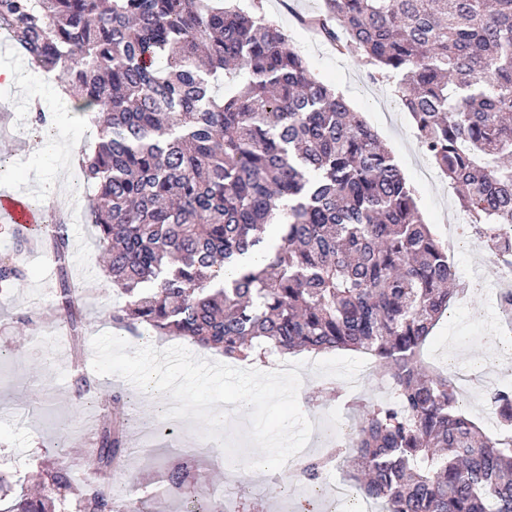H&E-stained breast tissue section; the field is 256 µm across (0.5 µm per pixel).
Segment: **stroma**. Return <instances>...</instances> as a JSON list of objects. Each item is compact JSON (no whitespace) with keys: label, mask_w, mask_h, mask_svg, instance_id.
<instances>
[{"label":"stroma","mask_w":512,"mask_h":512,"mask_svg":"<svg viewBox=\"0 0 512 512\" xmlns=\"http://www.w3.org/2000/svg\"><path fill=\"white\" fill-rule=\"evenodd\" d=\"M323 9V0H262L261 12L288 34L310 71L342 94L383 141L413 187L425 222L436 234H443L449 210L458 207L455 190L443 178L426 179L433 165L416 138L415 123L401 104L395 82L370 80L355 57L339 53L298 24V17ZM29 97L49 107L55 93L34 79L20 91L0 88V161L11 165L13 185L27 188L32 195L40 187L53 186L57 208L72 212L71 274L85 291L86 336L117 333L110 314L124 298L105 273L96 228L86 217L96 190L74 164L80 148L93 142L89 126L74 113H54L51 134L60 148L55 154L40 155L24 105ZM16 247L14 225L0 223V258L19 256L27 272L23 281L0 289V354L7 356L0 364V469L21 477L26 489L47 465L68 464L78 475H85L87 457L97 439L94 422L109 414L123 416L132 401L136 416L128 429V443L137 454L110 480L115 499L132 490L145 500L149 512L160 504L166 512H180L200 492L238 481L246 483L248 490L238 498L237 512H297L301 501L314 497L313 487L297 468L270 473L263 480L242 464L210 457L197 462L199 483L184 489L181 496L163 497V463L173 450L194 447L200 436L197 423L189 418L165 420L163 413L171 406L168 395L142 391L118 376L100 375L96 382L100 395H119V402L106 408L97 403L74 404L68 342L53 319L54 262L34 250L17 253ZM452 264L457 281L472 284L473 289L451 303L424 347V363L451 376L474 374L510 389L512 334L502 331L496 304L503 269L474 237L462 239ZM287 360L305 364L298 398L311 421L352 422V415L341 414L336 401L322 400L320 391L348 387L356 375L361 378L359 394L376 400L388 397L374 373L365 370L367 357L360 352L336 350L317 356L298 352Z\"/></svg>","instance_id":"obj_1"}]
</instances>
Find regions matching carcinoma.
<instances>
[{
    "label": "carcinoma",
    "instance_id": "obj_1",
    "mask_svg": "<svg viewBox=\"0 0 512 512\" xmlns=\"http://www.w3.org/2000/svg\"><path fill=\"white\" fill-rule=\"evenodd\" d=\"M321 37L393 77L432 164L461 187L465 229L512 265V0H324ZM224 0H0V27L43 69H61L72 110L97 129L79 156L89 217L125 304L112 322L228 358L354 349L395 401L351 404L354 432L306 460L334 466L379 512H512V389L488 399L506 433L458 408L459 390L421 351L459 292L391 153L345 98L315 79L286 33ZM239 81L217 90L224 73ZM54 311L72 333L73 388L85 317L69 278L68 223L47 225ZM24 276L0 259V287ZM130 455L124 420L104 424L91 465ZM179 492L188 468L168 464ZM144 512L64 466L3 512Z\"/></svg>",
    "mask_w": 512,
    "mask_h": 512
}]
</instances>
